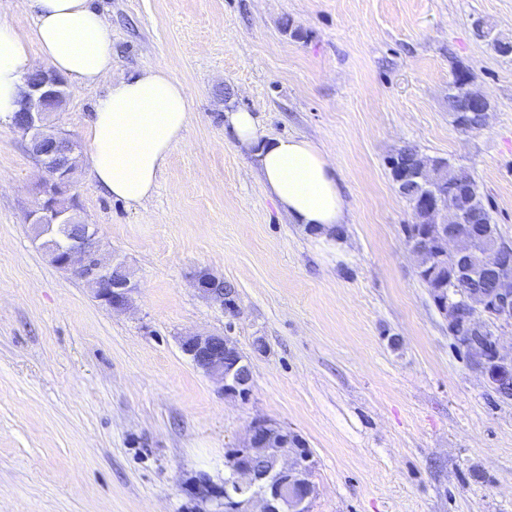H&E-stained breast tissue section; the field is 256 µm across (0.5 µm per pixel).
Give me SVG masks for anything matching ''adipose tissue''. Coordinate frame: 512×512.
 I'll return each instance as SVG.
<instances>
[{"mask_svg":"<svg viewBox=\"0 0 512 512\" xmlns=\"http://www.w3.org/2000/svg\"><path fill=\"white\" fill-rule=\"evenodd\" d=\"M21 6L34 21L30 34L0 24V126L10 124L36 62L76 89L106 84L86 129L90 173L112 197L143 204L187 130L184 86L162 67L112 79L107 26L90 0H21ZM228 122L238 148L254 158L264 187L289 221L342 244L347 203L324 150L304 137L260 134L244 110L229 113Z\"/></svg>","mask_w":512,"mask_h":512,"instance_id":"1","label":"adipose tissue"}]
</instances>
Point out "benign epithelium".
I'll list each match as a JSON object with an SVG mask.
<instances>
[{
    "label": "benign epithelium",
    "mask_w": 512,
    "mask_h": 512,
    "mask_svg": "<svg viewBox=\"0 0 512 512\" xmlns=\"http://www.w3.org/2000/svg\"><path fill=\"white\" fill-rule=\"evenodd\" d=\"M67 97L59 77L37 69L26 78L14 117V127L30 136L31 153L46 173L43 199L28 214L33 241L41 252L53 256L56 268L80 279L98 300L124 310L136 288L133 274L124 262L105 252L97 225L82 219L71 194L69 159L81 152V145L56 125V115L64 109ZM466 97L483 113L480 128H485L488 99L471 84L466 85ZM404 177L419 186L414 206L429 218L425 233L405 230L412 255L428 257L426 267L433 273L450 256L456 262V279L481 275L492 283L485 291H466L439 301L448 333L456 335L460 348L489 386L512 384V347H505L498 334V326H512V242L494 230L463 223L456 194L450 191L443 200L434 193L437 173L430 165L417 163ZM196 286L212 304L236 310L231 283L201 270ZM180 347L194 367L220 384L224 393L240 395L249 389V358L230 337L187 333L180 337ZM229 458L231 471L223 485L200 481L191 486L198 512H311L318 494L313 479L316 461L287 427L272 420L254 421Z\"/></svg>",
    "instance_id": "obj_1"
}]
</instances>
